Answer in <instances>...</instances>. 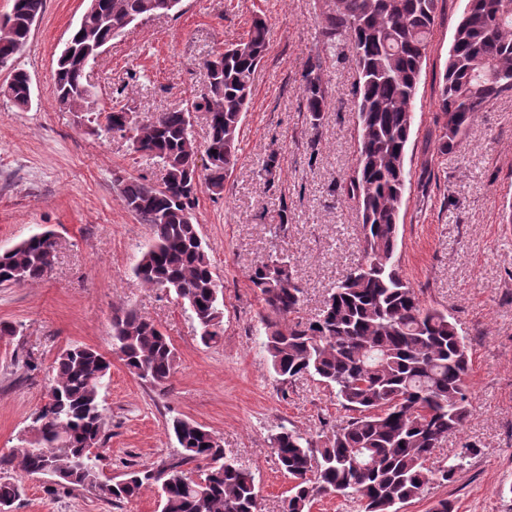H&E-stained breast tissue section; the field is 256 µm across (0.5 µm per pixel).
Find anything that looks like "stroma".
Returning <instances> with one entry per match:
<instances>
[{
  "mask_svg": "<svg viewBox=\"0 0 512 512\" xmlns=\"http://www.w3.org/2000/svg\"><path fill=\"white\" fill-rule=\"evenodd\" d=\"M88 0H46L12 68L31 79V103L0 99V250L46 229L58 246L48 275L0 287V320L22 329L0 339V454L22 447L50 385L59 352L71 344L107 355L101 391L109 440L97 463L101 480H121L128 465H150L176 452L166 430L179 416L213 431L225 454L251 472L262 512H279L290 481L279 471L270 437L281 429L317 436L345 420L330 388L309 379L282 385L257 332L261 304L247 274L269 253H287L305 287L303 316L362 257L361 214L343 186L356 166L353 101L358 71L349 46L320 42L326 0H181L178 12L138 20L86 72L98 112L134 98L139 112L186 107L207 80L204 62L245 37L254 16L269 28L267 54L253 76L239 131V160L223 195H199L201 238L224 285V336L206 347L174 293L144 287L132 268L151 238L124 205L121 177L157 184L161 166L103 121L60 110L56 57ZM466 0H441L414 101L406 155L411 180L399 220L397 260L422 301L449 311L471 357L469 415L438 457L476 448L452 483H433L399 512H428L435 500L454 512H512V90L490 102L460 146L437 156L435 102ZM322 59L326 106L310 124L302 84L312 57ZM273 179L260 170L269 155ZM124 304L170 337L177 363L166 392L131 375L112 351V313ZM34 362L27 371L26 362ZM14 512H158L153 494L112 503L75 490L47 493V477H24Z\"/></svg>",
  "mask_w": 512,
  "mask_h": 512,
  "instance_id": "1",
  "label": "stroma"
}]
</instances>
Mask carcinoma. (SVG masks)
I'll list each match as a JSON object with an SVG mask.
<instances>
[{"instance_id":"carcinoma-1","label":"carcinoma","mask_w":512,"mask_h":512,"mask_svg":"<svg viewBox=\"0 0 512 512\" xmlns=\"http://www.w3.org/2000/svg\"><path fill=\"white\" fill-rule=\"evenodd\" d=\"M169 0H98L97 13L71 34L56 60V101L94 122L83 62L130 24L168 14ZM440 0H331L321 26L324 49L346 43L358 69L354 109L358 150L344 196L362 216L363 256L331 288L319 313L301 315L304 287L288 257L271 254L248 273L262 303L259 335L278 380L309 377L332 389L353 413L323 440L283 428L270 443L292 486L281 512H309L319 496L336 494L358 512H397L425 487L453 481L476 449L465 446L434 469L435 449L459 430L469 413L466 379L471 359L465 336L446 310L428 307L396 264L398 221L410 171L406 154L414 126L413 104ZM44 0H13L0 21V66L26 44ZM269 42L261 17L246 37L206 60L204 89L186 110L138 118L129 104L105 115V129L128 138L132 149L161 165L164 188L120 178L126 208L151 228V240L133 268L150 288H164L188 306L210 346L224 335L220 277L199 235V193L224 188L238 160V132L248 110L252 76ZM26 71H13L0 97L25 109L31 102ZM512 90V0H467L453 36L436 112L437 153L455 149L475 116ZM311 125L326 105L321 57L304 75ZM207 114L204 148L191 135L190 113ZM216 151L214 161L206 160ZM57 242L32 236L0 253V285L23 286L48 273ZM112 349L139 380L165 390L177 350L151 320L125 305L112 315ZM110 363L97 350L70 345L57 356L31 440L0 455V512L24 495L22 475L50 477L48 491H92L114 503L156 488L159 512H259L255 478L224 454L219 438L181 418L172 421L179 445L156 466L132 469L103 482L94 450L106 441L101 398Z\"/></svg>"}]
</instances>
